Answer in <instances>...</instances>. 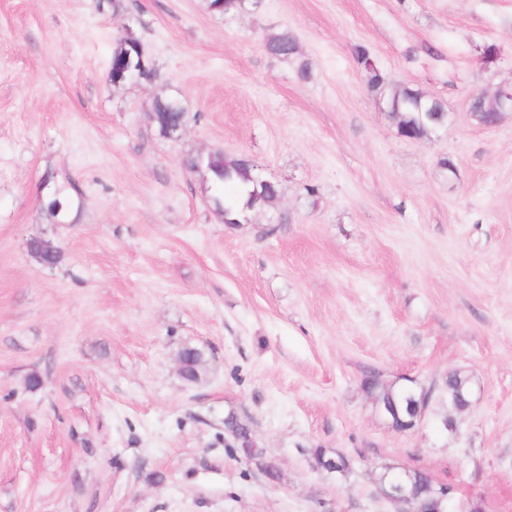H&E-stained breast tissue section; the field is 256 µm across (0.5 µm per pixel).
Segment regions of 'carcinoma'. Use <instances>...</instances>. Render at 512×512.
Returning <instances> with one entry per match:
<instances>
[{
  "mask_svg": "<svg viewBox=\"0 0 512 512\" xmlns=\"http://www.w3.org/2000/svg\"><path fill=\"white\" fill-rule=\"evenodd\" d=\"M261 0H210L211 10L224 14L241 11H255ZM295 36L287 30L267 36L265 49L275 58L290 60L298 56L294 48ZM357 64L367 76L369 90L380 97L393 110L403 117L402 130L399 135L404 139L422 140L429 137L448 124L449 114L446 105L431 98L421 90L402 84H391L381 73L378 66H367L369 55L364 47L355 50ZM165 107L160 109V122L156 124L160 135H166L164 126L171 125L186 114L182 103L174 98L163 99ZM202 172L206 173L213 190L216 210L224 216V223H237L244 211L272 209L280 199V189L275 183L266 188L260 187L261 178L256 172L253 161L246 156H226L213 154L205 159ZM73 200L63 186L54 187L47 211L54 223L63 224L68 219V212ZM364 384L376 398L378 406L386 412L387 419L398 427L410 419V415L427 406V389L414 385H387L381 382L375 373L368 375ZM471 378L461 370H452L441 380L439 391L448 399V405L463 411L465 401L459 394L466 392ZM413 480L421 498L431 501L432 491L437 484L424 471L412 472Z\"/></svg>",
  "mask_w": 512,
  "mask_h": 512,
  "instance_id": "carcinoma-1",
  "label": "carcinoma"
}]
</instances>
